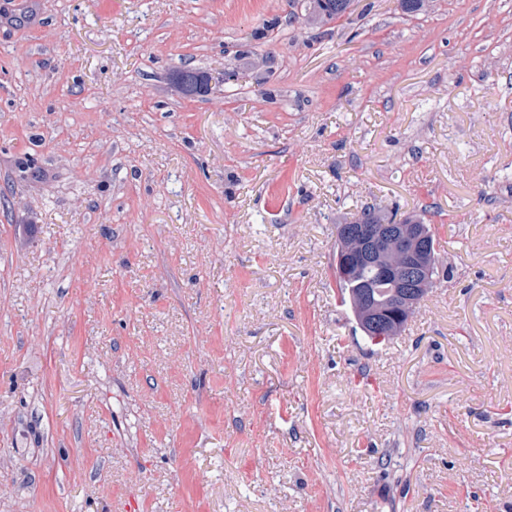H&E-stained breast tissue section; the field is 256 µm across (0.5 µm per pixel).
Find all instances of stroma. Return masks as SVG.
Returning <instances> with one entry per match:
<instances>
[{
	"label": "stroma",
	"instance_id": "1",
	"mask_svg": "<svg viewBox=\"0 0 512 512\" xmlns=\"http://www.w3.org/2000/svg\"><path fill=\"white\" fill-rule=\"evenodd\" d=\"M308 13L0 0V512H512V0ZM367 206L439 267L379 345ZM396 215L365 209L358 216L363 224L358 219L341 224L337 233L336 278L346 279L354 267H367L348 282L336 281L342 303H346L347 295L365 292L375 303L370 304L362 296L351 302L358 326L367 336H377L379 332L380 338L396 336L434 284L435 252L430 226L425 227L419 219H415L418 224H406L403 220L380 223L394 220ZM373 269L396 288L392 310L378 307L391 304L393 288L389 282L379 280ZM368 284L373 288H365Z\"/></svg>",
	"mask_w": 512,
	"mask_h": 512
}]
</instances>
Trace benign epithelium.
Segmentation results:
<instances>
[{"mask_svg":"<svg viewBox=\"0 0 512 512\" xmlns=\"http://www.w3.org/2000/svg\"><path fill=\"white\" fill-rule=\"evenodd\" d=\"M336 278L345 279L354 267L375 270L395 288L393 309L382 310L359 296L352 308L360 330L368 336L391 338L415 315L434 284L435 252L422 224L396 220L363 224L353 220L340 226Z\"/></svg>","mask_w":512,"mask_h":512,"instance_id":"1","label":"benign epithelium"}]
</instances>
